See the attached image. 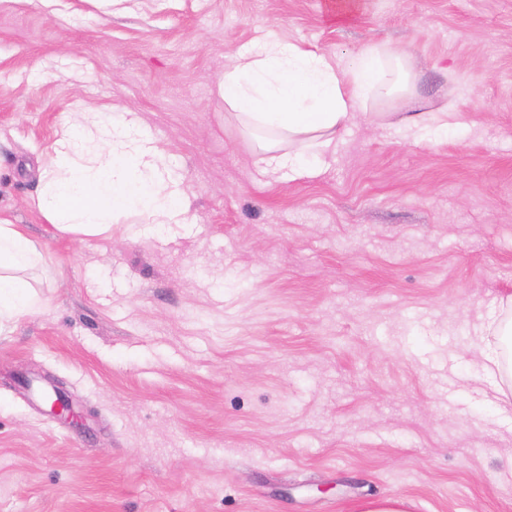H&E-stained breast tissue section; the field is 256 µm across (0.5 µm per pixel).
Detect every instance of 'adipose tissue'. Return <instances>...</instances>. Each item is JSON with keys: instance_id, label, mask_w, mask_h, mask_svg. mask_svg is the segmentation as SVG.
I'll return each mask as SVG.
<instances>
[{"instance_id": "obj_1", "label": "adipose tissue", "mask_w": 512, "mask_h": 512, "mask_svg": "<svg viewBox=\"0 0 512 512\" xmlns=\"http://www.w3.org/2000/svg\"><path fill=\"white\" fill-rule=\"evenodd\" d=\"M413 77L404 50L373 45L352 64L335 65L323 54L283 43L275 32L238 51L225 69L218 94L243 128L259 134L258 162L263 169L312 175L336 153V147L356 120L374 122L369 99H410V111L399 123L421 134L432 124L445 123L447 107L424 109L412 100ZM38 257L34 246L15 225L0 223V322L29 313L34 297L18 270ZM508 314L492 319L484 329L488 342L485 368L496 378L504 410H512V297Z\"/></svg>"}]
</instances>
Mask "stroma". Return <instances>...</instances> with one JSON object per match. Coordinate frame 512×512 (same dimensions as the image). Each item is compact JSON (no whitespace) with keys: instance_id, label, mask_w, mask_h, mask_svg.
<instances>
[{"instance_id":"obj_1","label":"stroma","mask_w":512,"mask_h":512,"mask_svg":"<svg viewBox=\"0 0 512 512\" xmlns=\"http://www.w3.org/2000/svg\"><path fill=\"white\" fill-rule=\"evenodd\" d=\"M346 2L0 0V218L41 256L0 324V512H512L480 331L512 296V0ZM268 30L404 47L461 118L416 139L373 100L318 175L263 172L217 84ZM87 112L153 137L188 223H49L39 168Z\"/></svg>"}]
</instances>
